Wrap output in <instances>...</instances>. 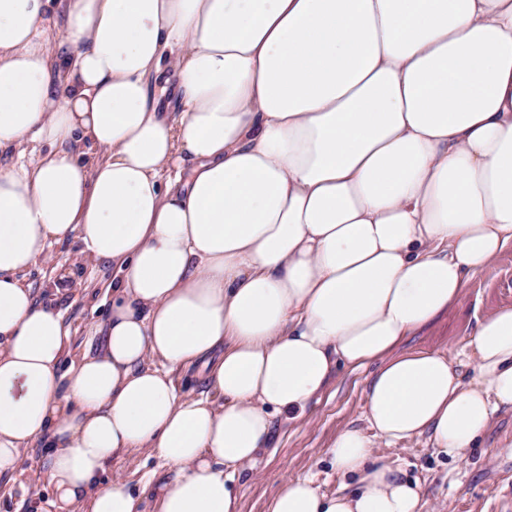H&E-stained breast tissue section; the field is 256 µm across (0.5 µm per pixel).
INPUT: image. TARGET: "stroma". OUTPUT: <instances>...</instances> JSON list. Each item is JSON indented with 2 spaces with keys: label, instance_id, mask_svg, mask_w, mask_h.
<instances>
[{
  "label": "stroma",
  "instance_id": "1",
  "mask_svg": "<svg viewBox=\"0 0 512 512\" xmlns=\"http://www.w3.org/2000/svg\"><path fill=\"white\" fill-rule=\"evenodd\" d=\"M50 261L39 263L26 276L34 290H41L58 275H69L74 288L59 299L65 320L75 332L67 360L95 351L96 339L89 325L106 318L110 305L104 300V283L112 278L108 266L89 268L82 263L78 246L66 241L54 245ZM504 304H512V250L493 267L472 280L454 310L423 328L403 343L407 349L461 350L476 320ZM367 374L337 372L327 391L312 404L304 420L275 421L273 446L255 464L256 477L240 487L242 512H264V503L286 477L315 476L322 491H336L339 480L331 468L328 446L342 426L362 424ZM383 456L402 461L409 477L419 479L429 512H512V411L496 417L483 447L458 457L436 453L426 443L406 449L386 448ZM40 449H33L23 463L19 481L0 477V512H43L52 495L47 484H36Z\"/></svg>",
  "mask_w": 512,
  "mask_h": 512
}]
</instances>
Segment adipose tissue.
<instances>
[{
  "label": "adipose tissue",
  "mask_w": 512,
  "mask_h": 512,
  "mask_svg": "<svg viewBox=\"0 0 512 512\" xmlns=\"http://www.w3.org/2000/svg\"><path fill=\"white\" fill-rule=\"evenodd\" d=\"M64 2L59 58L51 0H0V477L40 447L55 512H242L274 418L368 368L338 490L286 479L265 512H423L377 443L458 456L512 409V304L472 378L402 347L512 248V0ZM68 240L113 276L64 371L26 275ZM140 451L173 478L103 481Z\"/></svg>",
  "instance_id": "ef3b65f1"
}]
</instances>
